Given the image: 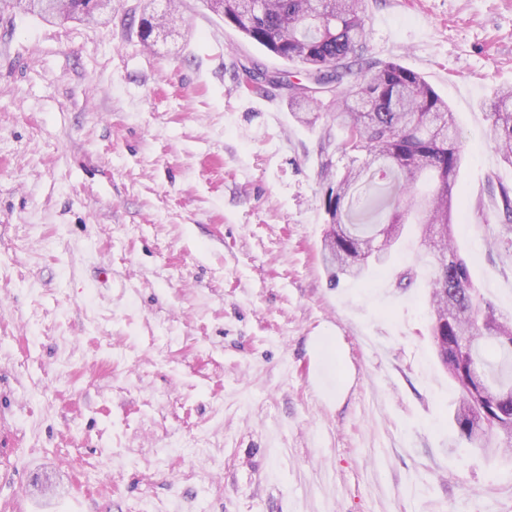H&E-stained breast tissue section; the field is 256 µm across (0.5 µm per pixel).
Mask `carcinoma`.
<instances>
[{
	"label": "carcinoma",
	"mask_w": 512,
	"mask_h": 512,
	"mask_svg": "<svg viewBox=\"0 0 512 512\" xmlns=\"http://www.w3.org/2000/svg\"><path fill=\"white\" fill-rule=\"evenodd\" d=\"M224 23L274 55L302 66L314 86L293 83L259 64L241 66L253 85L247 95L288 91L296 119L309 118L329 96L343 136L337 149L348 158L333 173L322 167L328 215L322 258L330 282L361 279L395 259L406 234L429 257V333L437 357L461 390L451 411L455 441L487 450L494 440L512 448V318L497 312L474 288L465 258L454 246V185L462 151L448 102L416 72L367 58L365 0H223V11L205 0ZM0 11L46 21H95L90 0H62L59 13L43 0H0ZM488 139L512 165V89H499L490 104ZM381 186L368 204L389 212L386 224H356L351 212L361 189ZM468 339L470 351L459 342Z\"/></svg>",
	"instance_id": "1"
}]
</instances>
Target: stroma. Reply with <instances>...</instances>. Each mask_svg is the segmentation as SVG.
Masks as SVG:
<instances>
[{
  "instance_id": "stroma-1",
  "label": "stroma",
  "mask_w": 512,
  "mask_h": 512,
  "mask_svg": "<svg viewBox=\"0 0 512 512\" xmlns=\"http://www.w3.org/2000/svg\"><path fill=\"white\" fill-rule=\"evenodd\" d=\"M165 9L0 15V512H512V460L448 447L416 240L329 283L332 109L243 96L244 63L303 72L204 0L143 44ZM365 39L447 100L456 245L512 315V166L486 136L512 0H368Z\"/></svg>"
}]
</instances>
